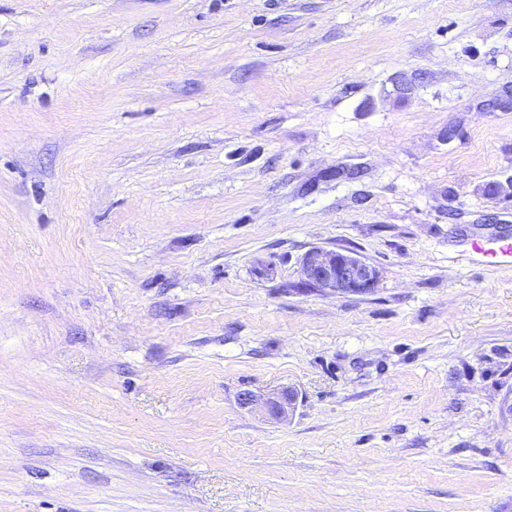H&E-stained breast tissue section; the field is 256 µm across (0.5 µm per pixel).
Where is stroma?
<instances>
[{
    "label": "stroma",
    "mask_w": 512,
    "mask_h": 512,
    "mask_svg": "<svg viewBox=\"0 0 512 512\" xmlns=\"http://www.w3.org/2000/svg\"><path fill=\"white\" fill-rule=\"evenodd\" d=\"M503 228L512 0H0V512H512ZM471 249L481 255L487 263L512 266V236L509 233L475 239L471 243ZM300 265V286L326 295L367 294L380 277L374 265L345 250L314 247L303 255ZM238 400L242 407L259 410L269 420L284 422L296 411L301 395L296 388L287 386L267 394L244 391Z\"/></svg>",
    "instance_id": "stroma-1"
}]
</instances>
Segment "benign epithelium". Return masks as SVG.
Instances as JSON below:
<instances>
[{"mask_svg": "<svg viewBox=\"0 0 512 512\" xmlns=\"http://www.w3.org/2000/svg\"><path fill=\"white\" fill-rule=\"evenodd\" d=\"M300 286L323 294L363 295L376 286L380 272L360 256L345 250L314 247L302 257ZM301 395L287 386L267 394L244 391L239 404L260 411L267 419L284 422L296 411Z\"/></svg>", "mask_w": 512, "mask_h": 512, "instance_id": "benign-epithelium-1", "label": "benign epithelium"}]
</instances>
